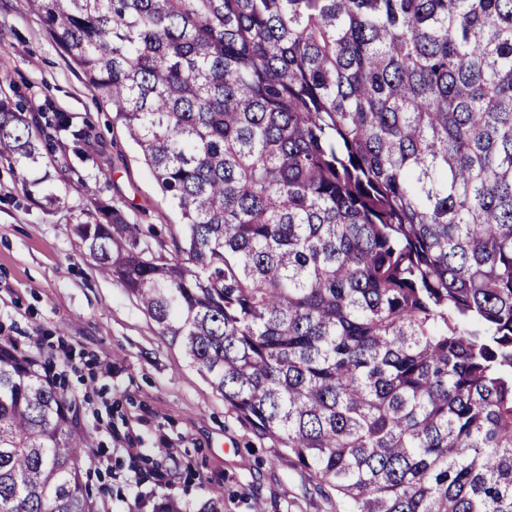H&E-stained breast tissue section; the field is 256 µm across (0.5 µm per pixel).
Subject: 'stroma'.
<instances>
[{"instance_id": "35a3bbf8", "label": "stroma", "mask_w": 512, "mask_h": 512, "mask_svg": "<svg viewBox=\"0 0 512 512\" xmlns=\"http://www.w3.org/2000/svg\"><path fill=\"white\" fill-rule=\"evenodd\" d=\"M0 96L52 103L87 131L55 154L58 167L74 170L54 184L62 207L24 193L0 160V344L39 357L75 404L92 441L98 512H153L169 495L197 512L214 489L224 512H348L286 449L242 422L84 253L71 227L99 204L139 225L158 254L182 218L26 0H0ZM160 448L163 472H138Z\"/></svg>"}]
</instances>
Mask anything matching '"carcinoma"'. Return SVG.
<instances>
[{"label":"carcinoma","instance_id":"cac0c4a2","mask_svg":"<svg viewBox=\"0 0 512 512\" xmlns=\"http://www.w3.org/2000/svg\"><path fill=\"white\" fill-rule=\"evenodd\" d=\"M27 5L184 220L73 233L224 404L350 512H512V0ZM85 135L0 98L49 207ZM88 447L0 345V512H96Z\"/></svg>","mask_w":512,"mask_h":512}]
</instances>
